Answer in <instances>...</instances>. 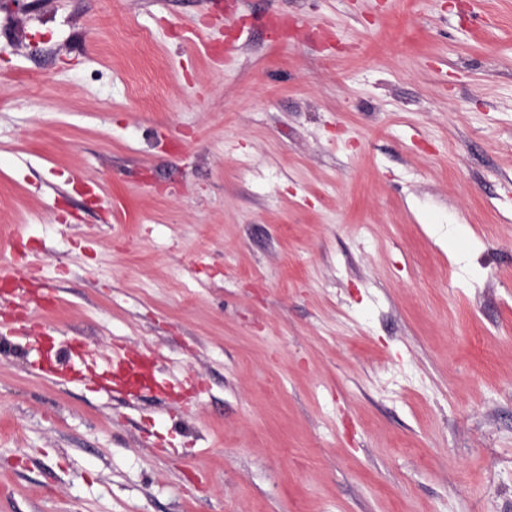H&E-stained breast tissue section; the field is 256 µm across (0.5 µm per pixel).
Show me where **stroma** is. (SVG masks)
I'll return each instance as SVG.
<instances>
[{"instance_id": "stroma-1", "label": "stroma", "mask_w": 512, "mask_h": 512, "mask_svg": "<svg viewBox=\"0 0 512 512\" xmlns=\"http://www.w3.org/2000/svg\"><path fill=\"white\" fill-rule=\"evenodd\" d=\"M21 2L0 512H512V0ZM111 365L122 367L124 372L123 376L126 378L127 382L137 383L145 376L144 372L141 371L143 366L134 363V358L130 350L125 348H119L114 351Z\"/></svg>"}]
</instances>
